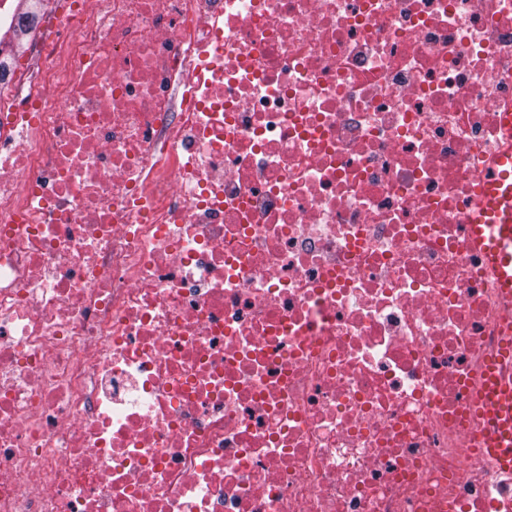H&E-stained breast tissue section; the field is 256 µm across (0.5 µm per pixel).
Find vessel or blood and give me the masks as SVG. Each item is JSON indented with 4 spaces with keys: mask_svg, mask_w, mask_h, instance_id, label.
I'll return each mask as SVG.
<instances>
[{
    "mask_svg": "<svg viewBox=\"0 0 512 512\" xmlns=\"http://www.w3.org/2000/svg\"><path fill=\"white\" fill-rule=\"evenodd\" d=\"M483 206L468 221L471 243L497 274L505 301H512V149L479 175ZM479 438L499 471L512 472V370L491 366L483 396Z\"/></svg>",
    "mask_w": 512,
    "mask_h": 512,
    "instance_id": "vessel-or-blood-1",
    "label": "vessel or blood"
}]
</instances>
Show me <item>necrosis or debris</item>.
Segmentation results:
<instances>
[{
	"instance_id": "obj_1",
	"label": "necrosis or debris",
	"mask_w": 512,
	"mask_h": 512,
	"mask_svg": "<svg viewBox=\"0 0 512 512\" xmlns=\"http://www.w3.org/2000/svg\"><path fill=\"white\" fill-rule=\"evenodd\" d=\"M11 2L0 512H512V0ZM484 205L468 221L472 246L497 274L506 305L512 301V148L480 173ZM498 364L494 361L489 369L479 438L499 471L508 474L512 472V369L505 373Z\"/></svg>"
}]
</instances>
